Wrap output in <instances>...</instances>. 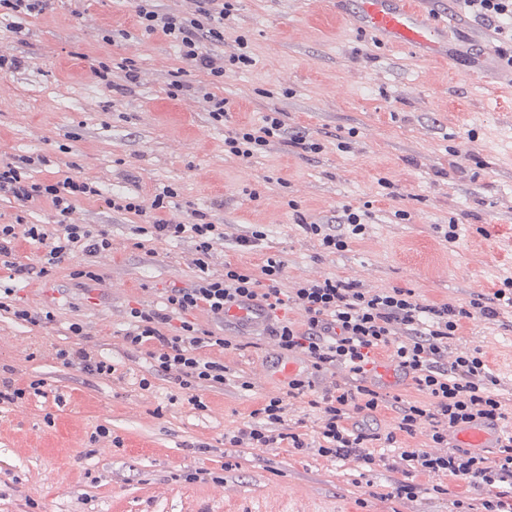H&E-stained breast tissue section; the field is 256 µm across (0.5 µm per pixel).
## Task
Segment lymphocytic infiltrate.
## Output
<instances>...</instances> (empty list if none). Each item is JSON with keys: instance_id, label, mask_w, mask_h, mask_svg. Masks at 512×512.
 <instances>
[{"instance_id": "lymphocytic-infiltrate-1", "label": "lymphocytic infiltrate", "mask_w": 512, "mask_h": 512, "mask_svg": "<svg viewBox=\"0 0 512 512\" xmlns=\"http://www.w3.org/2000/svg\"><path fill=\"white\" fill-rule=\"evenodd\" d=\"M193 8L183 14L166 13L155 8L152 0H136V15L144 32L160 33L179 49L180 68L171 80L170 97L183 90L181 80L186 70L205 74L196 83L195 93L210 105L213 121L223 124L224 152L247 161L274 146H292L307 153H318L323 143L305 131L290 128L286 115L270 112L260 124L229 127L230 109L226 98L216 93L224 81L226 68L246 69L254 59L247 40L236 37L230 53H212L214 44L223 42L224 31L234 17L232 0H192ZM459 13L491 26L502 41L512 43V0H455ZM39 155H27L0 164V194L13 196L20 203L38 198L49 199L56 212L55 224H28L23 218L0 224V268L10 270L12 278L29 276L27 265L14 261V244L25 238L40 251V275L49 276L75 250L94 254L111 248L105 230L92 225L72 224L68 216L79 198L90 194L86 180L65 177L55 182L30 181V168L44 164ZM369 211L343 207L335 223H310L306 232L329 253L345 250L350 239L363 235ZM152 237L195 242V266L199 274L185 288L166 292L164 308L132 307L127 311L126 343L133 348L151 346L156 370L174 376L181 388L190 390V404L203 408L204 403L192 390L198 383L220 386L224 383L223 364L202 356L205 347L228 349L232 340L201 329L190 316L199 309L214 318H223L232 305L248 303L258 319L271 323V334L280 355H298L311 367L289 377L286 393L270 397L259 408V422L234 431L230 442L245 448H273L282 441L293 447L317 452L322 456L349 459L361 466L376 464L369 447L374 440L359 425L350 424L351 413L376 414L382 407L396 411L393 432L387 442H395L397 433L413 436L426 432L432 451L402 450L399 466L434 474L461 477L474 485L512 480V431L501 442L502 456L495 465L468 452L448 451V432L453 428L488 422L512 424V407L493 391L497 384L479 349L458 348L454 339L461 319L479 315L486 320L512 309V278L505 279L492 299L472 300L470 307L451 303H424L408 288L374 289L336 277L302 279L289 291L279 282L284 263L270 257L259 272L225 264L221 275L210 273L208 258L224 227L206 222L203 213L193 212L191 221L171 222L157 219L149 226ZM294 310L298 318H278L282 309ZM180 315L179 328L169 329L173 315ZM379 348L392 351L395 367L411 379L420 397L405 400L383 394L365 379L372 353ZM343 370L350 375L347 383L332 382L313 404L319 410L313 437L280 432L286 418V398L313 394V377Z\"/></svg>"}]
</instances>
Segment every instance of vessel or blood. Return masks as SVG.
<instances>
[{
  "label": "vessel or blood",
  "mask_w": 512,
  "mask_h": 512,
  "mask_svg": "<svg viewBox=\"0 0 512 512\" xmlns=\"http://www.w3.org/2000/svg\"><path fill=\"white\" fill-rule=\"evenodd\" d=\"M356 23L369 33H387L416 45H432L437 39L434 24L422 22L418 0H355ZM454 439L461 448H491L497 431L492 424L480 423L460 429Z\"/></svg>",
  "instance_id": "1"
}]
</instances>
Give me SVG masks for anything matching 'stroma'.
Returning <instances> with one entry per match:
<instances>
[{"mask_svg":"<svg viewBox=\"0 0 512 512\" xmlns=\"http://www.w3.org/2000/svg\"><path fill=\"white\" fill-rule=\"evenodd\" d=\"M235 8L237 25L226 37L246 35L256 64L226 73L217 90L233 123L287 113L290 127L324 142L321 153L288 146L247 162L225 155L224 128L205 103L170 97L178 49L142 32L132 0H52L43 15L0 30V54L24 62L0 97V163L38 153L49 163L34 180L96 182L99 195L79 200L71 220L106 225L112 238L111 249L90 259L75 254L50 277L0 281L55 315L32 326L0 310V376L44 383L43 395L0 407V512H30L34 502L41 512H487L489 503L511 504L506 482L476 486L395 468L400 448H426L422 434H398L383 462L368 468L286 446L231 447L227 433L251 423L289 371L306 368L278 358L264 323L197 312L202 328L239 342L203 348L226 373L223 387H199L201 409L172 379L154 375L147 349L125 343L128 307H163L166 289L189 286L197 274L191 240L141 247L137 226L157 216L178 222L194 209L230 227L213 273L228 262L255 272L274 255L285 263L284 289L336 276L465 306L512 275V70L496 52L493 28L459 14L453 0H422L424 17L448 29L436 46L410 48L363 33L351 19L353 0H237ZM106 29L127 37L107 43ZM125 57L140 82L115 96L91 67ZM352 130L355 150L338 151L337 137ZM382 178L393 195H384ZM166 187L176 197L152 210ZM115 194L139 198L146 213L113 211ZM346 206L368 207L369 232L324 254L297 219L328 222ZM400 209L408 220L396 218ZM451 220L460 235L450 245L436 227ZM255 224L266 238L241 249L237 237ZM88 260L99 280L73 277ZM74 320L84 336L71 335ZM456 341L482 351L496 394L512 399V316L462 320ZM79 347L110 361L114 373L91 376L56 356ZM372 358L369 381L417 399L410 378L391 371L390 350ZM144 377L151 389L140 388ZM245 381L251 390L242 389ZM100 426L110 435L93 440ZM188 472L198 480L184 481ZM401 485L412 486L413 497L397 495Z\"/></svg>","mask_w":512,"mask_h":512,"instance_id":"35a3bbf8","label":"stroma"}]
</instances>
